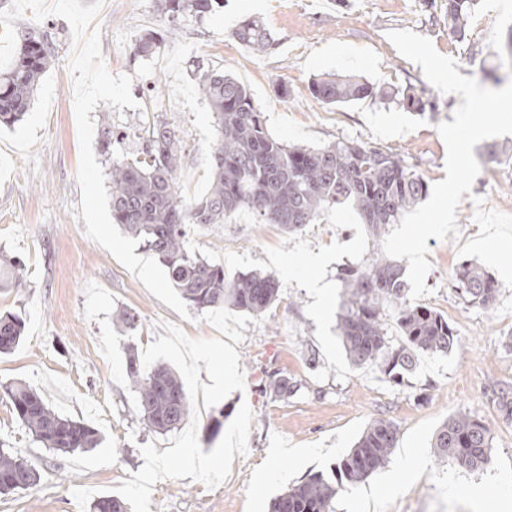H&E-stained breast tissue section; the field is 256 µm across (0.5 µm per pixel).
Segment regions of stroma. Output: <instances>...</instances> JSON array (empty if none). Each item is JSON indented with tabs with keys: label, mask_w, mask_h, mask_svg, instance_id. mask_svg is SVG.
Returning a JSON list of instances; mask_svg holds the SVG:
<instances>
[{
	"label": "stroma",
	"mask_w": 512,
	"mask_h": 512,
	"mask_svg": "<svg viewBox=\"0 0 512 512\" xmlns=\"http://www.w3.org/2000/svg\"><path fill=\"white\" fill-rule=\"evenodd\" d=\"M245 20L270 32L267 51L255 54L231 35ZM17 32L37 30L54 47V61L40 80L21 123L0 128V251L22 257L27 281L0 290V313L22 316L26 332L12 353L0 355V385L22 382L60 414L96 428L98 448L61 454L34 443L0 397V445L21 450L41 473L31 489L0 495V512H89L93 499L112 494L144 464L141 448L170 447L171 436L145 426L136 395L125 379L129 350H142L164 335V323L181 324L194 338L216 337L206 322L182 321L154 297L108 251L85 233L76 182L80 148L68 63L72 35L66 20L49 16L16 21ZM512 27V0H477L465 39L448 32L444 0H224L207 18L184 22L167 33L153 58L136 60L131 47L145 31H165L156 0H112L101 14V44L111 73L132 76L138 109L98 104L95 125L111 121L122 133L118 154L139 156L144 131L172 122L185 145L175 174L181 197L191 201L209 188L211 155L217 142L213 114L198 90L196 69L210 65L241 81L264 114L269 133L288 145L322 147L339 140L362 142L403 157L428 184L446 177V147L437 127L452 121L462 99L439 92L420 66L403 58L389 41L393 30L430 38L437 51L454 58L458 72L490 87L488 71L500 62ZM355 75L428 98L433 115L396 103L354 101L328 105L314 99L315 77ZM491 140L474 148L481 170L472 197L456 210V235L428 238L430 289L422 298L457 333L448 353L420 355L402 385L387 382L372 367L346 359L336 335L342 300L339 269L380 253L382 241L360 224L350 206L335 208L296 233L257 223L244 210L221 224L191 227L190 251L223 265L226 275L261 270L275 275L279 298L237 344L245 389L202 411L198 440L203 451L218 443L207 425L218 411L237 414L248 404V451L235 456L229 478L214 489L191 478L164 479L152 490L150 512H268L271 500L317 473L331 474L373 420L398 428V451L366 481L375 486L399 467L398 452L415 449L421 467L413 478L372 503V512H481L465 487L512 476V425L501 408L512 398V288L500 285L492 308L467 305L454 288L463 259L461 242L475 237L473 197L487 210L512 214V157H492ZM323 262L312 268L314 253ZM288 257L291 271L279 258ZM331 289L317 313L314 280ZM138 315L135 330L114 326L112 314ZM285 376L298 391L284 400L264 395L270 377ZM469 414L490 428L487 465L465 470L437 461L433 438L449 418ZM287 471L270 481L264 495L254 483L268 460Z\"/></svg>",
	"instance_id": "stroma-1"
}]
</instances>
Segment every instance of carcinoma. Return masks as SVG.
Segmentation results:
<instances>
[{
    "instance_id": "carcinoma-1",
    "label": "carcinoma",
    "mask_w": 512,
    "mask_h": 512,
    "mask_svg": "<svg viewBox=\"0 0 512 512\" xmlns=\"http://www.w3.org/2000/svg\"><path fill=\"white\" fill-rule=\"evenodd\" d=\"M221 0H157V11L169 29L186 20H202ZM475 0H446L448 31L462 39ZM232 36L257 53L270 45L266 29L250 20L238 24ZM161 35L146 31L133 47V57L153 56ZM54 55L53 46L39 33L21 36L10 69L0 75V126L22 121L31 107L39 81ZM199 89L215 117L217 144L211 155L210 188L201 198L186 203L178 194L175 173L183 145L172 124L156 122L149 129L141 155L127 159L113 154L121 135L104 122L101 149L110 162L112 221L141 241L165 267L170 283L200 310L230 306L253 316L265 314L278 300L279 282L272 274L240 272L231 278L224 266L200 258L186 246L192 224H222L236 212L248 209L263 224H279L290 232L312 224L325 212L349 204L375 237L425 199L428 184L400 156L381 147L338 141L320 148L289 146L272 137L263 112L248 88L219 69L198 76ZM310 92L325 103L358 100H397L425 114L421 96L371 83L361 77L334 75L312 80ZM26 266L18 256L0 257V288L25 283ZM346 298L340 304L337 327L351 363L373 366L399 383L412 370L415 353H448L457 342L448 319L408 298L404 266L386 257H372L339 273ZM465 302L489 308L498 292L495 279L481 267L465 263L454 276ZM392 311L402 340L392 344L387 336L386 312ZM25 337V321L12 313L0 314V354L14 351ZM126 376L137 394L145 425L158 433L180 428L190 414V402L180 379L166 366L144 369L129 353ZM263 392L279 399L296 392L286 378H272ZM21 425L43 447L71 453L99 445L98 432L84 422L64 417L50 408L32 388L15 383L4 387ZM398 427L378 418L363 431L354 447L334 467L333 477L314 474L278 495L271 512H333L339 491L366 481L389 460L396 447ZM437 460H453L474 470L490 460L489 427L466 414L447 420L432 443ZM41 479L36 465L22 452L0 448V494L27 490ZM90 512H128L115 496L95 500Z\"/></svg>"
}]
</instances>
